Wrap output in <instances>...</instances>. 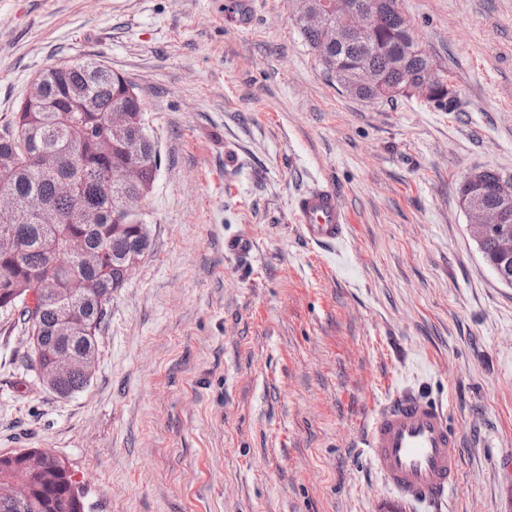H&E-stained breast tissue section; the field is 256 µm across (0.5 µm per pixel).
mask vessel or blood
I'll list each match as a JSON object with an SVG mask.
<instances>
[{
  "label": "vessel or blood",
  "mask_w": 512,
  "mask_h": 512,
  "mask_svg": "<svg viewBox=\"0 0 512 512\" xmlns=\"http://www.w3.org/2000/svg\"><path fill=\"white\" fill-rule=\"evenodd\" d=\"M297 221L310 239L330 244L342 238L348 219L335 194L320 190L299 200ZM366 445L374 467L402 498L429 503L458 488V435L444 406L425 395H397L369 421Z\"/></svg>",
  "instance_id": "vessel-or-blood-1"
}]
</instances>
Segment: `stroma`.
I'll return each mask as SVG.
<instances>
[{"mask_svg":"<svg viewBox=\"0 0 512 512\" xmlns=\"http://www.w3.org/2000/svg\"><path fill=\"white\" fill-rule=\"evenodd\" d=\"M452 112L364 103L324 73L288 0H0V126L36 74L100 60L161 153L152 245L112 296L88 385L61 398L0 313V455L66 463L85 512H512V287L459 186L512 176V0H402ZM349 222L310 242L298 200ZM252 237L233 256L228 239ZM442 403L460 489L394 494L362 434L394 394ZM297 221L305 235L315 242L331 244L343 237L348 219L336 195L320 190L302 197L298 202Z\"/></svg>","mask_w":512,"mask_h":512,"instance_id":"35a3bbf8","label":"stroma"}]
</instances>
